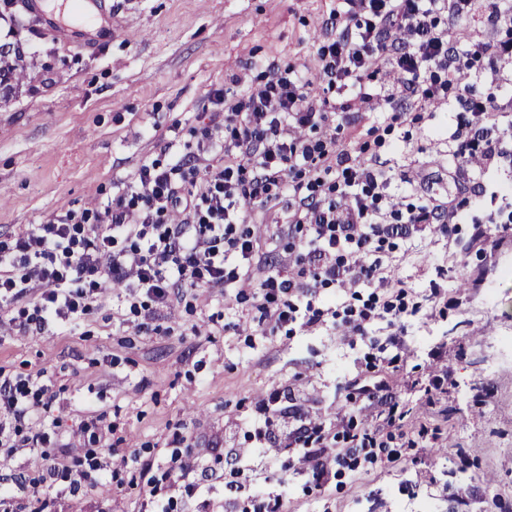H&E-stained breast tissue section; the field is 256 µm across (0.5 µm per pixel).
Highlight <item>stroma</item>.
Returning <instances> with one entry per match:
<instances>
[{
    "label": "stroma",
    "instance_id": "obj_1",
    "mask_svg": "<svg viewBox=\"0 0 512 512\" xmlns=\"http://www.w3.org/2000/svg\"><path fill=\"white\" fill-rule=\"evenodd\" d=\"M112 40L78 51L48 32L18 30L0 18V44L21 43L29 77L0 100V234L66 214L81 215L125 191L145 162L170 164L193 150L207 123L208 91L245 94L269 64L316 72V51L335 37L340 0H105ZM440 27L468 30L477 98L501 96L491 61L477 44L494 33L440 16ZM417 121L395 127L370 157L391 176L389 192L474 203L480 166L456 170L449 131L462 109L437 100L409 103ZM389 106L353 117L330 115L313 130L356 151V135L384 121ZM262 264L278 269L295 241L247 205ZM486 240L474 244L477 230ZM383 254L391 274L422 295L409 318L397 371L389 379L405 429L439 426L417 447L393 441L397 462L336 467L323 487L286 448L303 423L327 435L376 420L355 388L370 382L365 355L384 344L321 326L261 336L253 298L236 289H180L169 308L125 288L105 286L78 324L32 334L0 331V372L29 378L55 399L32 428L39 447H0V512H143V469L159 476L190 459L210 512H253L261 486L284 484L285 512H503L512 508V223H459L452 235L433 224L412 239L392 238ZM94 420L112 472L104 489L58 494L30 478L81 454L82 423ZM268 426L266 441L256 430Z\"/></svg>",
    "mask_w": 512,
    "mask_h": 512
}]
</instances>
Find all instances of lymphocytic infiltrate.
<instances>
[{
    "instance_id": "1",
    "label": "lymphocytic infiltrate",
    "mask_w": 512,
    "mask_h": 512,
    "mask_svg": "<svg viewBox=\"0 0 512 512\" xmlns=\"http://www.w3.org/2000/svg\"><path fill=\"white\" fill-rule=\"evenodd\" d=\"M336 14L341 30L319 46L315 76L268 65L261 84L241 98L208 92L215 105L193 152L167 166L142 163L127 192L95 211L85 226L71 217L29 224L0 240V297L19 301L30 293L32 308L20 309V330L43 333L63 328L87 314L105 282H117L129 297L145 292L166 307L178 288L259 289L258 310L266 332L295 322L305 328L324 325L320 308L299 309L297 299L318 286L398 288L389 264L380 256L390 237H408L429 224H454L461 218L455 200L399 207L387 189L391 179L375 160L336 152L304 130L326 122L329 111L348 114L371 110L376 95L364 78L382 61L398 73L392 121H404V103H427L457 89L456 100L472 121L450 133L454 156L466 161L481 153L488 163L506 157L503 137L474 131L473 123L498 124L512 115V97L477 99L458 90L470 68L466 31L442 28L440 15L456 18L481 12L493 29L512 28V0H343ZM342 90L341 100L313 95L314 82ZM273 199L288 202V224L302 237L288 253L295 274L271 272L256 263L257 239L245 229L244 206ZM404 307L363 303L345 305L337 326L367 336L371 324L385 319L393 346L403 343ZM360 393L378 399L382 419L362 431H347L334 448L319 427L301 426L291 448L302 452L316 485L328 481L331 462L347 467L375 462L388 452L390 430L401 428L403 413L392 388L381 380ZM44 388L29 380L0 379V447L17 437L44 443V432L26 434V422L39 406ZM68 490L98 488L108 475L91 449L77 466L57 465L46 474Z\"/></svg>"
}]
</instances>
